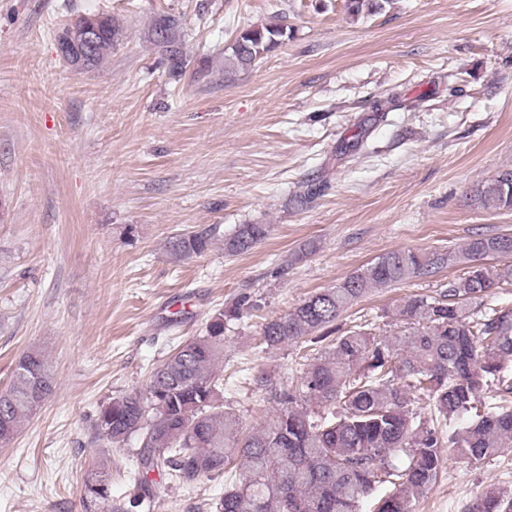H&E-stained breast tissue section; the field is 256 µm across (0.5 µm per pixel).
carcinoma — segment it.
I'll return each instance as SVG.
<instances>
[{"label":"carcinoma","instance_id":"obj_1","mask_svg":"<svg viewBox=\"0 0 512 512\" xmlns=\"http://www.w3.org/2000/svg\"><path fill=\"white\" fill-rule=\"evenodd\" d=\"M391 0H347L358 19ZM100 36L80 71L94 70L112 54L120 29L101 18ZM281 26H250L230 46L224 72L245 71L285 38ZM185 34L175 19L154 25V44L172 71L184 65ZM483 209L512 208V170L479 187ZM266 224H241L224 249L244 253L267 236ZM212 235L194 232L172 242L179 255H200ZM512 234L476 236L457 249L398 248L379 256L333 288L316 292L288 313L261 325L267 350H306L296 383L274 389L276 408L257 430L224 407V378L216 363L229 322L256 303L242 295L210 314L205 334L176 346L154 368L143 389L113 397L95 420L97 440L123 449L141 440L129 472L134 492L127 506L112 499V484L98 475L85 484V512H139L156 507L150 474L190 486L242 462L240 483L224 488L215 512H414L441 475L443 456L480 465L512 447V304H488L493 290L512 281ZM465 272L433 295L410 294L386 311L398 331L381 335L354 325L337 336L340 315L363 296L446 269ZM53 390L39 350L16 362L0 392V443L6 444ZM429 408L414 406L415 395ZM468 512H512V491L485 488Z\"/></svg>","mask_w":512,"mask_h":512}]
</instances>
